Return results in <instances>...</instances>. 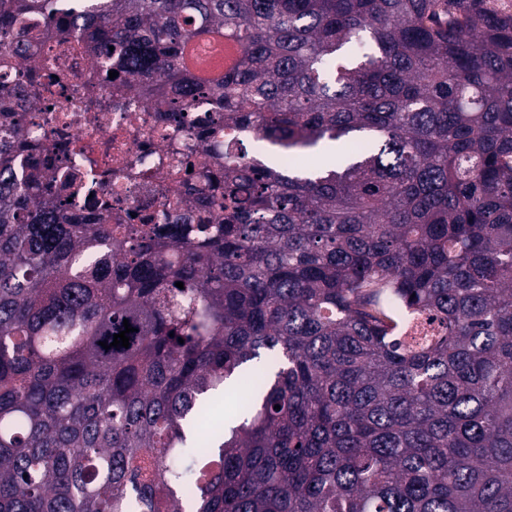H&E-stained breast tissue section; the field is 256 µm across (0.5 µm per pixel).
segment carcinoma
Masks as SVG:
<instances>
[{"instance_id": "1", "label": "carcinoma", "mask_w": 512, "mask_h": 512, "mask_svg": "<svg viewBox=\"0 0 512 512\" xmlns=\"http://www.w3.org/2000/svg\"><path fill=\"white\" fill-rule=\"evenodd\" d=\"M88 2L65 23L96 25L127 84L156 79L157 111L205 98L279 152L184 172L206 187L174 195L164 235L91 224L16 182L0 107V512H512V19ZM58 3L0 0L19 69L17 16ZM219 33L240 59L201 78L187 50ZM384 296L434 334L402 343ZM125 319L130 346L103 349Z\"/></svg>"}]
</instances>
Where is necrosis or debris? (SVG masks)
Listing matches in <instances>:
<instances>
[{
  "instance_id": "1",
  "label": "necrosis or debris",
  "mask_w": 512,
  "mask_h": 512,
  "mask_svg": "<svg viewBox=\"0 0 512 512\" xmlns=\"http://www.w3.org/2000/svg\"><path fill=\"white\" fill-rule=\"evenodd\" d=\"M34 75L0 57V86L11 93L10 104L25 114L26 136L34 148L16 153L14 169L27 176L32 167L49 164L59 174L50 189L64 200L68 213L86 220L110 216L129 224L148 215L164 226V213L186 164L198 163L201 150L194 126L208 115V103L196 101L184 119L149 106L152 81L122 87L109 77L118 59H92L81 39H63L40 21L28 22ZM110 102L95 124H47L49 115L82 112L93 98ZM81 180L82 188L63 186L61 179Z\"/></svg>"
}]
</instances>
